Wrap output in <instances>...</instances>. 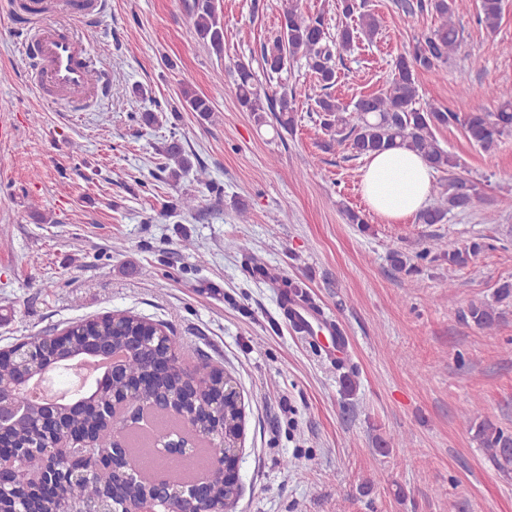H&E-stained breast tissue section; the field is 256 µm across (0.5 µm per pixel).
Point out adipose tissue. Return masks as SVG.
I'll use <instances>...</instances> for the list:
<instances>
[{"instance_id": "obj_1", "label": "adipose tissue", "mask_w": 512, "mask_h": 512, "mask_svg": "<svg viewBox=\"0 0 512 512\" xmlns=\"http://www.w3.org/2000/svg\"><path fill=\"white\" fill-rule=\"evenodd\" d=\"M433 174L419 155L392 148L370 157L362 174V192L371 210L386 221L399 222L426 207Z\"/></svg>"}]
</instances>
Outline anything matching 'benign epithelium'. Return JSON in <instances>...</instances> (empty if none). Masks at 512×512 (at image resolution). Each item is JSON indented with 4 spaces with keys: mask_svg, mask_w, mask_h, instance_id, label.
Wrapping results in <instances>:
<instances>
[{
    "mask_svg": "<svg viewBox=\"0 0 512 512\" xmlns=\"http://www.w3.org/2000/svg\"><path fill=\"white\" fill-rule=\"evenodd\" d=\"M86 324L76 323L50 336H43L40 344L32 345L23 340L6 350H0V358H6L13 367L12 376L0 381V495L14 497L19 507L13 512H30L28 508L29 489L27 473L31 470V457H36L44 466L57 469V462L67 453V443L74 440L68 428L57 413L59 404L46 400L37 402L28 396L33 382L65 362L84 357H103L117 350L114 345H85L81 351L65 359L52 355L71 344L85 339ZM136 344L157 352L152 366L144 373L132 375L122 372L125 365L112 366V370L100 379L99 387L106 388L112 401L107 413L151 410L185 420L194 434L209 442L213 450L214 465L191 485H176L157 481L149 485L144 493L133 496L128 491L134 474L119 466L126 455L124 427L113 424L112 454L102 458L92 453L69 457V471L91 480L101 471L113 474L111 502L107 512H230L237 494L227 499H216L208 488L217 477L234 489H239V478L234 471L238 460L235 449L224 444V402L237 391L235 384L227 377L205 373L198 367L186 365L172 349L171 337L157 329L150 322L142 321L140 336ZM172 379L170 388L159 393L155 391L158 381ZM216 388L221 397L211 403L201 402L192 408L183 405L181 391L200 382ZM43 410V415L30 422L32 442L29 448L38 452L32 454L28 448L16 443L14 428L16 422L30 415L32 407ZM160 447L175 456H185L192 444L182 439L161 436Z\"/></svg>",
    "mask_w": 512,
    "mask_h": 512,
    "instance_id": "benign-epithelium-1",
    "label": "benign epithelium"
}]
</instances>
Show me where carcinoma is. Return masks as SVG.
Here are the masks:
<instances>
[{
	"label": "carcinoma",
	"instance_id": "cac0c4a2",
	"mask_svg": "<svg viewBox=\"0 0 512 512\" xmlns=\"http://www.w3.org/2000/svg\"><path fill=\"white\" fill-rule=\"evenodd\" d=\"M402 11L411 15L415 10H429L438 20L437 26L421 36L413 50L396 59L394 75L385 90L369 94L348 105L329 92L336 82V59L353 46L354 40L372 39L379 28L378 19L371 13L360 15L359 26L342 27L331 37L321 15H311L300 7V0H282L280 28L271 40L261 44L260 57L268 77L287 69L289 62L305 60L315 84L307 98L314 101L315 123L321 129L323 145L348 150L355 156H370L391 147H402L423 157L434 169L448 174L446 188L435 195L418 216L421 224H441L453 210L463 211L481 200L480 190L473 181L458 176L455 157L441 146L436 133L442 128L460 127L468 140L488 152L495 149L501 139L512 135V90L482 89L467 86L469 96H489L496 100L493 112L475 110L458 112L448 106L419 104L420 92L417 73L448 64L450 56L458 50L462 40V28L456 20L455 0H406ZM191 34L207 44L213 53L224 54V21L219 15L216 0H193L187 8ZM503 12V0H480L477 19L487 31H497ZM236 97L241 108L253 114L261 125L264 113H274L280 127L293 130L296 122L288 92L282 91L273 98L258 83L250 63H235ZM180 96L183 106L190 112L206 117L214 111L210 98L198 94L189 81L181 82ZM162 153L174 162L171 169L164 164L162 170H170L173 179L189 171L191 162L181 143L172 139ZM481 244L473 242L463 251L448 253V265L460 266L468 257L478 253ZM469 316L478 327L492 330L497 326L499 313L486 302L473 304ZM153 353L144 350L126 358V369L137 374L147 368ZM241 410L231 407L224 412V438L232 444L240 434ZM475 437L481 447L501 466H512V434L482 420L474 424ZM112 476L102 475L98 483L88 486L77 475L60 487L62 498L79 504L90 495H106L110 491Z\"/></svg>",
	"mask_w": 512,
	"mask_h": 512
}]
</instances>
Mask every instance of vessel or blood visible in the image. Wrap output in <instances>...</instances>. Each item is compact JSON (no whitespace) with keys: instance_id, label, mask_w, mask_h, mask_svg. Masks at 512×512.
Returning <instances> with one entry per match:
<instances>
[{"instance_id":"vessel-or-blood-1","label":"vessel or blood","mask_w":512,"mask_h":512,"mask_svg":"<svg viewBox=\"0 0 512 512\" xmlns=\"http://www.w3.org/2000/svg\"><path fill=\"white\" fill-rule=\"evenodd\" d=\"M61 6L88 23L100 20L107 9L106 0H62ZM51 7V0H24L20 16L29 24L30 37L23 51L40 95L77 112L98 94L99 87L88 80L87 45L74 39L67 29L43 24L42 19ZM281 308L287 311L295 336H308L313 322H320L334 337L332 346L325 350L327 360L339 358L345 338L339 335L335 322L325 319L319 305L299 293L282 302Z\"/></svg>"}]
</instances>
